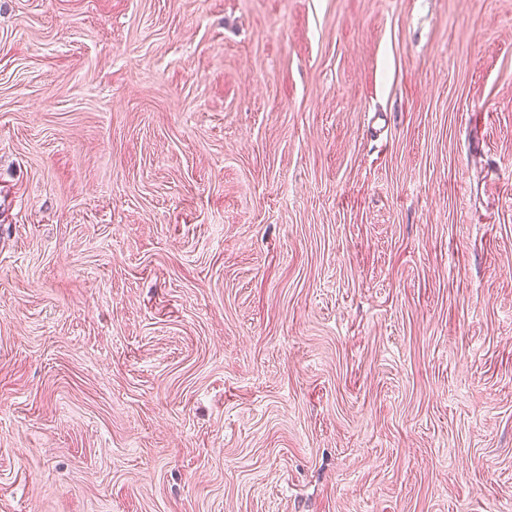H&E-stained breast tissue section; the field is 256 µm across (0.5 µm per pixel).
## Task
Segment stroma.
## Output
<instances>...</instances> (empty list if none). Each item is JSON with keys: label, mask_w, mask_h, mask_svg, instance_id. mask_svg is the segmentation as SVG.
Here are the masks:
<instances>
[{"label": "stroma", "mask_w": 512, "mask_h": 512, "mask_svg": "<svg viewBox=\"0 0 512 512\" xmlns=\"http://www.w3.org/2000/svg\"><path fill=\"white\" fill-rule=\"evenodd\" d=\"M0 512H512V0H0Z\"/></svg>", "instance_id": "stroma-1"}]
</instances>
